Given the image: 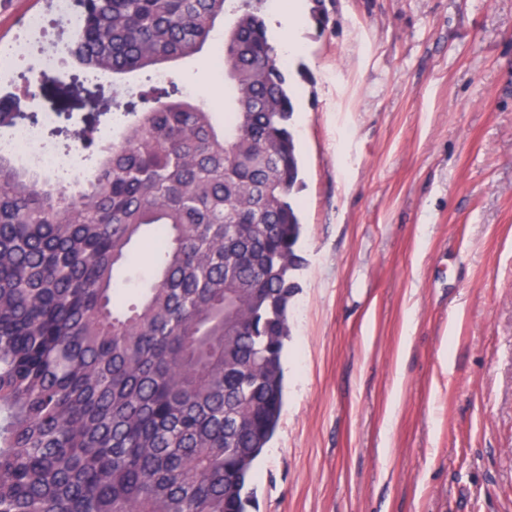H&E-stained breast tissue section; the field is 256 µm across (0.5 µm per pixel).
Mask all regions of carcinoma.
Here are the masks:
<instances>
[{
    "mask_svg": "<svg viewBox=\"0 0 512 512\" xmlns=\"http://www.w3.org/2000/svg\"><path fill=\"white\" fill-rule=\"evenodd\" d=\"M62 53L116 76L198 54L219 18L224 122L174 79L115 85L72 133L78 190L0 157V512H247L283 405L303 263L295 88L264 0H74ZM27 102L0 97V126ZM150 255L129 301L115 271Z\"/></svg>",
    "mask_w": 512,
    "mask_h": 512,
    "instance_id": "1",
    "label": "carcinoma"
}]
</instances>
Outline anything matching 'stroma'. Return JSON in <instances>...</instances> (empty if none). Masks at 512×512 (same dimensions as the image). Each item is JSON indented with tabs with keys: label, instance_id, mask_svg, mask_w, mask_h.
I'll return each instance as SVG.
<instances>
[{
	"label": "stroma",
	"instance_id": "stroma-1",
	"mask_svg": "<svg viewBox=\"0 0 512 512\" xmlns=\"http://www.w3.org/2000/svg\"><path fill=\"white\" fill-rule=\"evenodd\" d=\"M290 57L304 265L249 512H512V0H324ZM47 0H0V43ZM215 45L173 71L224 105ZM58 126L112 79L34 90Z\"/></svg>",
	"mask_w": 512,
	"mask_h": 512
}]
</instances>
